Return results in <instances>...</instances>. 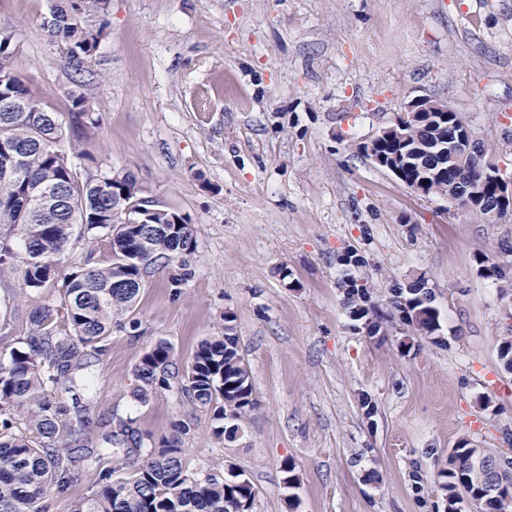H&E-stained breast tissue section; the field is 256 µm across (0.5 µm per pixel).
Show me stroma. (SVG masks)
I'll return each mask as SVG.
<instances>
[{
  "label": "stroma",
  "mask_w": 512,
  "mask_h": 512,
  "mask_svg": "<svg viewBox=\"0 0 512 512\" xmlns=\"http://www.w3.org/2000/svg\"><path fill=\"white\" fill-rule=\"evenodd\" d=\"M46 0H0L37 98L79 135L86 171L134 172L189 218L186 269L152 268L132 314L95 359L100 422L181 437L190 470L228 465L257 490L253 512H444L438 474L453 449L512 459V288L487 267L512 257L492 224L408 188L362 145L420 96L448 102L512 177V0H111L109 35L82 82L41 26ZM98 123L83 126L69 95ZM72 240L58 275L105 264ZM369 287L368 335L345 279ZM424 281L436 338L403 324L396 288ZM37 296L0 280V356L26 335ZM232 314L258 400L235 441L178 377L135 403L140 353L167 340L177 365ZM371 406H364V399ZM293 461L300 483L284 484Z\"/></svg>",
  "instance_id": "35a3bbf8"
}]
</instances>
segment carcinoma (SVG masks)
<instances>
[{
	"instance_id": "cac0c4a2",
	"label": "carcinoma",
	"mask_w": 512,
	"mask_h": 512,
	"mask_svg": "<svg viewBox=\"0 0 512 512\" xmlns=\"http://www.w3.org/2000/svg\"><path fill=\"white\" fill-rule=\"evenodd\" d=\"M110 0H48L42 26L49 42L79 77L108 36ZM39 100L17 72V50L10 34L0 32V278L13 276L22 294L59 292L31 314L32 328L18 346L0 357V512H45L44 499L62 493L90 471L98 486L89 497L70 502L68 512H240L249 510L256 489L245 474L229 466L222 475L191 471L179 437L161 436L146 444L106 437L105 448L84 447L91 428L90 405L69 407L66 396L76 375L103 354L112 326L135 307L147 269L155 264H186L196 246L189 219L163 205H148L144 187L131 172L78 175L74 158L79 144L61 148L65 132L56 113L35 111ZM72 112L96 122L95 105L71 95ZM384 137L375 152L385 163H407L405 184L429 194L469 195L472 211L491 222L507 215L509 203L488 183L482 168L494 164L476 141L468 163L453 159V143L467 130L456 112L425 113ZM43 191L32 201L27 188ZM140 216L139 224L118 222L119 213ZM107 243L104 265L78 267L56 280L59 256L73 235ZM347 294L361 319L367 286L353 280ZM392 304L401 320L433 336L439 330L432 295L421 282L394 291ZM174 366L171 345L157 340L140 355L134 369L139 403L169 386ZM182 394L209 412L210 434L228 441L257 401L249 372L243 368L233 317L224 315V335L203 340L183 371ZM27 410L26 427L16 429L14 412ZM143 456L127 478L112 479L100 468L104 458ZM496 461L504 481L489 485L471 461ZM438 487L448 512H512V460L482 448L454 449Z\"/></svg>"
}]
</instances>
